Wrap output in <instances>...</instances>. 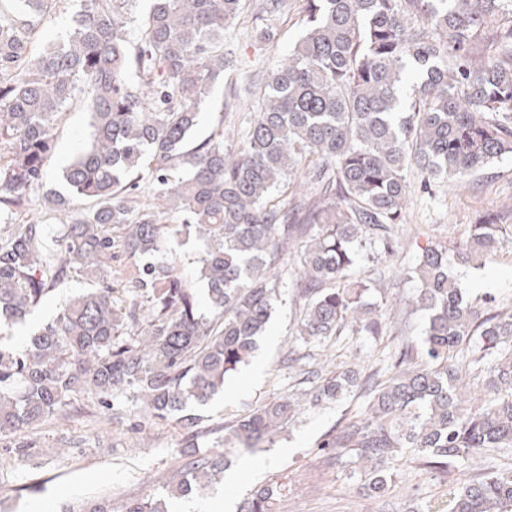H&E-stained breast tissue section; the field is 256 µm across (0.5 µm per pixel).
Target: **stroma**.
Segmentation results:
<instances>
[{
	"label": "stroma",
	"mask_w": 512,
	"mask_h": 512,
	"mask_svg": "<svg viewBox=\"0 0 512 512\" xmlns=\"http://www.w3.org/2000/svg\"><path fill=\"white\" fill-rule=\"evenodd\" d=\"M81 0H59L31 35L34 47L64 37ZM304 0H288L282 14L255 16L245 9L228 29L224 50L229 60L223 81L217 82L211 102L203 107L195 141H203L216 127L224 129V145L238 149L242 133L260 106L255 94L264 70L287 55L303 31ZM271 29L275 38L263 44L254 39L255 29ZM236 91L237 109L221 111L223 96ZM89 138V115L83 102L70 104L55 129V149L48 161L43 186L29 193L32 208H40L46 191L67 192L61 178ZM410 205L408 227L394 257L402 275L387 288L390 319L395 329L410 340H420L425 314L411 303L418 281L408 275L428 242L455 248L469 226L483 212L512 210V155L503 156L476 177L466 190L442 182L424 189L418 172L408 175ZM453 274L473 293L494 295L501 306L512 305V238L504 239L498 253L488 256L477 269L452 265ZM85 280L72 275L48 300L18 327L17 346H24L35 326L48 322L67 299L82 292ZM302 301L295 289L282 287L274 313L249 366L228 380L223 392L206 404L193 406L201 451L214 452L224 438L222 427L235 422L269 400L301 393L299 356L311 355L313 363L333 356V369L349 364L366 369L379 363L380 340L368 338L364 361L353 362L347 340L328 346L305 344L297 334ZM364 408L359 397L326 402L303 410L278 434L272 447L254 452L234 451L232 468L240 472L238 483L220 482L202 492L175 500L174 512H210L221 503L241 505L258 487L280 486L276 512H405L417 508L445 507L451 480L464 478L465 468L453 470L450 480L433 476L419 460L404 456L393 475L389 492L371 498L362 489L360 474L352 472L347 458H336L320 447L345 416ZM39 448L27 459L0 457V512H63L73 502L107 499L112 512H122L130 501L168 493L180 481L187 461L184 431L175 423L152 418L141 403L129 400L115 406L111 419L78 403L64 416H55L34 431Z\"/></svg>",
	"instance_id": "stroma-1"
}]
</instances>
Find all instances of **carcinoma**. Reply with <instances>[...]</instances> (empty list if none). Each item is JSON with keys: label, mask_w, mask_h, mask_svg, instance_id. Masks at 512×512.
I'll list each match as a JSON object with an SVG mask.
<instances>
[{"label": "carcinoma", "mask_w": 512, "mask_h": 512, "mask_svg": "<svg viewBox=\"0 0 512 512\" xmlns=\"http://www.w3.org/2000/svg\"><path fill=\"white\" fill-rule=\"evenodd\" d=\"M58 0H0V456L39 447L28 430L81 399L102 411L134 397L155 419L185 430L184 496L224 479L227 457L198 451L196 415L226 376L248 365L292 263L304 301L299 333L323 344L344 332L364 339L386 327L366 297L384 283L404 231L408 172L425 187L464 184L512 154V0H305V29L266 72L260 112L235 153L224 132L194 145L199 109L224 77V32L245 0H82L67 38L34 50L31 33ZM420 19L415 25L410 19ZM486 31L480 57L472 46ZM413 70V98L400 96ZM84 98L89 141L62 171L57 192L31 212L43 185L54 126ZM148 175L157 202L138 200ZM507 218L489 211L455 251L475 265L498 250ZM203 242L197 277L209 313L162 242ZM139 260L123 290L112 260ZM89 288L15 350L4 327L25 322L72 273ZM412 297L428 313L415 345L388 343L389 361L358 374L302 370L309 406L356 391L366 415L321 447L355 450L370 497L389 490L400 455L417 456L454 483L448 512H512V469L483 459L512 448V310L467 294L448 249L429 243ZM304 406L281 396L224 427V447L273 445ZM280 488L265 485L240 512H273ZM123 512H172L170 497Z\"/></svg>", "instance_id": "obj_1"}]
</instances>
